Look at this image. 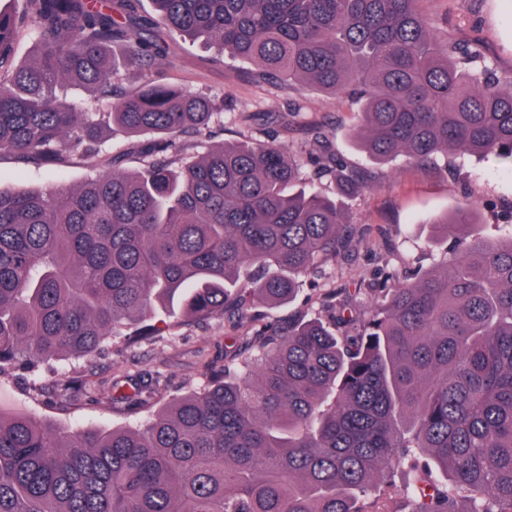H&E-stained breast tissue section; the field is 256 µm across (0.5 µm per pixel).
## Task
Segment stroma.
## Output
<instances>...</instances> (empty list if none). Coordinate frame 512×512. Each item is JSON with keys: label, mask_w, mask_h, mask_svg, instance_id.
Masks as SVG:
<instances>
[{"label": "stroma", "mask_w": 512, "mask_h": 512, "mask_svg": "<svg viewBox=\"0 0 512 512\" xmlns=\"http://www.w3.org/2000/svg\"><path fill=\"white\" fill-rule=\"evenodd\" d=\"M425 16L448 24L460 40H480L499 73L512 75V8L506 0H422ZM172 64H161L159 79L182 89L223 102L224 110L209 128L194 136L197 152L227 141H263L276 137L296 155L313 147L309 126H327L333 145L348 164L369 165L365 155L351 142L350 129L357 123V107L349 98L329 97L313 88H297L254 78L251 63L224 54L213 42L178 39ZM300 100L301 115L289 117L288 105ZM127 137L116 131L104 139L102 153L85 160H63L52 166L25 165L9 155L0 156V190L19 192L49 186L73 188L96 171L108 170L113 151ZM455 172L443 165L421 168L397 160L373 168L370 191L348 199L349 218L355 225L359 244L344 261L321 260L316 271L303 278L297 298L265 312L268 334L284 332L289 323L311 318L322 309L330 292L339 294L364 287L356 303L373 306L369 287L380 268L388 266L415 272L441 263L443 249L428 243L427 222L435 215L476 202L484 213L487 233L512 229V172L494 161L459 159ZM370 166V165H369ZM156 332L136 345L114 339L91 361L96 380L112 381L121 370L159 372L161 401H169L204 386L212 366L237 368L241 354L260 344L255 325L219 317L206 322L186 321L176 327L156 322ZM0 408L37 413L69 426L112 428L123 425L127 416L120 406L91 402L81 395H49L18 372L0 374Z\"/></svg>", "instance_id": "obj_1"}]
</instances>
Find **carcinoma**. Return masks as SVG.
Returning a JSON list of instances; mask_svg holds the SVG:
<instances>
[{
  "instance_id": "obj_1",
  "label": "carcinoma",
  "mask_w": 512,
  "mask_h": 512,
  "mask_svg": "<svg viewBox=\"0 0 512 512\" xmlns=\"http://www.w3.org/2000/svg\"><path fill=\"white\" fill-rule=\"evenodd\" d=\"M0 7V156L52 163L102 150L117 128L147 159L76 189L0 190V373L35 380L86 359L158 308L261 322L300 278L356 246L343 199L367 175L310 128L309 163L336 196L300 184L276 140L202 155L215 103L157 79L169 41L205 38L259 67L262 81L311 84L359 106L352 140L379 165L399 157L494 158L512 171V76L478 41L426 20L420 0H10ZM32 57L15 59L21 30ZM122 46L116 62L113 45ZM144 72L121 91L120 66ZM64 83L109 112H79ZM438 270L387 273L368 317L354 293L326 300L242 374L203 387L145 422L61 427L0 409V512H512V231L483 234L478 205L435 216ZM87 388L131 417L157 404L158 377Z\"/></svg>"
}]
</instances>
